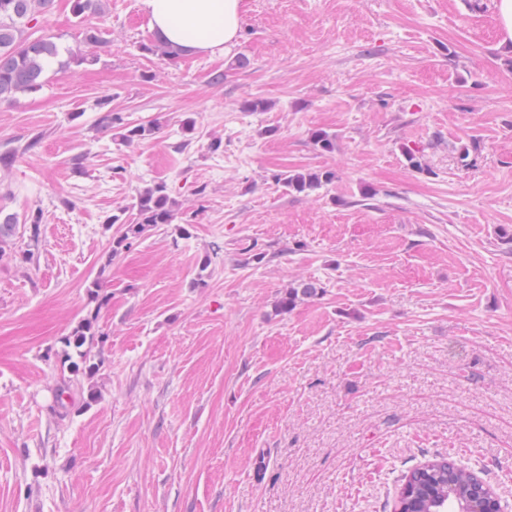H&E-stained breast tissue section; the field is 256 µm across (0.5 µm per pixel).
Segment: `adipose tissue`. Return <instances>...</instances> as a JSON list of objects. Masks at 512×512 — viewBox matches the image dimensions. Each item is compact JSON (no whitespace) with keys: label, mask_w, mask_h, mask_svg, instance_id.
Wrapping results in <instances>:
<instances>
[{"label":"adipose tissue","mask_w":512,"mask_h":512,"mask_svg":"<svg viewBox=\"0 0 512 512\" xmlns=\"http://www.w3.org/2000/svg\"><path fill=\"white\" fill-rule=\"evenodd\" d=\"M155 38L191 56L228 55L237 44L243 0H140Z\"/></svg>","instance_id":"1"}]
</instances>
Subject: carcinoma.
<instances>
[{
    "mask_svg": "<svg viewBox=\"0 0 512 512\" xmlns=\"http://www.w3.org/2000/svg\"><path fill=\"white\" fill-rule=\"evenodd\" d=\"M54 0H0V103L11 102L18 93L38 91L45 82L49 63L59 57L60 51L55 36L39 32V17L53 8ZM74 17L87 24L85 49L68 52L66 61L92 65L98 60L101 40L97 29L91 26V19L103 11L102 0H71ZM109 100L98 103L102 113L99 127L102 131L113 132L126 144L152 138L159 130L156 123L128 122L118 112L108 108ZM336 174L332 170L315 172L284 171L275 176L289 191L306 193L332 183ZM134 217L126 219L114 214L107 220L109 224L121 226V233L113 241L112 256H117L128 248L132 241L141 238L150 228L171 224L177 219L178 205L171 199L167 184L155 182L140 191L132 203ZM19 229L18 218L7 215L0 219V243L13 238ZM321 286L314 281H302L288 289L281 301L284 307H292L300 298H312L319 294ZM96 319L90 315L82 319L72 331L73 345L81 359V364L71 366L75 376L92 378L96 366L87 363L86 355L80 351L87 337L96 334ZM484 491L481 479L470 468L440 457L409 471L403 479L395 508L401 512H444L448 505L458 508L477 506V499Z\"/></svg>",
    "mask_w": 512,
    "mask_h": 512,
    "instance_id": "1",
    "label": "carcinoma"
}]
</instances>
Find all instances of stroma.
<instances>
[{
  "label": "stroma",
  "instance_id": "1",
  "mask_svg": "<svg viewBox=\"0 0 512 512\" xmlns=\"http://www.w3.org/2000/svg\"><path fill=\"white\" fill-rule=\"evenodd\" d=\"M243 6L230 56L170 60L146 52L139 0H104L97 63L52 65L0 104V153L35 143L0 168V212L42 216L38 241L0 247V512H391L438 455L512 504V48L495 0ZM44 27L83 48L70 0ZM254 97L269 110L243 111ZM106 98L155 137L98 132ZM322 168L335 181L306 194L274 180ZM156 181L175 225L112 256L108 217ZM302 280L320 294L280 308ZM90 315L97 370L60 395L64 340Z\"/></svg>",
  "mask_w": 512,
  "mask_h": 512
}]
</instances>
